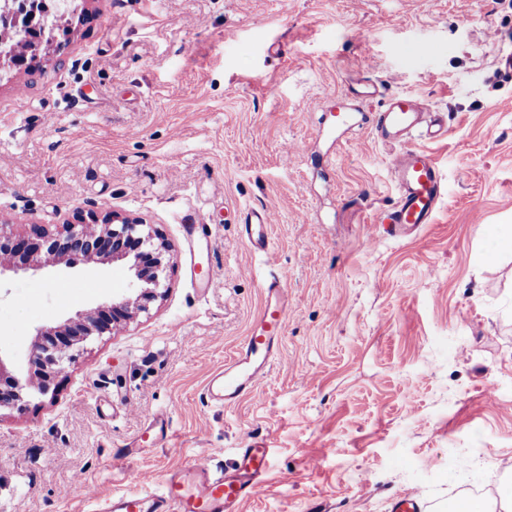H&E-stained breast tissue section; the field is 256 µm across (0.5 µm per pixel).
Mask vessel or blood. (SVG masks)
<instances>
[{"mask_svg": "<svg viewBox=\"0 0 512 512\" xmlns=\"http://www.w3.org/2000/svg\"><path fill=\"white\" fill-rule=\"evenodd\" d=\"M378 141L397 146L389 161L397 186L391 210L379 213L384 236L405 238L433 223L444 191L440 168L422 147L409 146L412 138L435 141L447 128L443 121L416 98L389 95L380 110L367 118ZM268 208H249L239 234L268 265L277 259L269 245ZM286 283L278 278L267 284L265 304L254 320L236 355L210 378L206 397L224 407L251 395L267 375L279 340L287 325ZM271 469V452L262 442L243 448L233 469L215 473L208 460L193 459L170 475L161 490L148 495L138 490L118 493L107 500L103 512H240L242 502L257 493Z\"/></svg>", "mask_w": 512, "mask_h": 512, "instance_id": "1", "label": "vessel or blood"}]
</instances>
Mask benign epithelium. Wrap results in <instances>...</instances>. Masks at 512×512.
<instances>
[{"label": "benign epithelium", "instance_id": "benign-epithelium-1", "mask_svg": "<svg viewBox=\"0 0 512 512\" xmlns=\"http://www.w3.org/2000/svg\"><path fill=\"white\" fill-rule=\"evenodd\" d=\"M170 251L171 245L150 225L114 212L87 219L77 214L74 220L53 226L31 224L24 233L0 224V276L68 264L71 256L79 255L89 262L128 261L132 284V292L112 300L107 309L38 330L25 383L12 377L0 379V409L21 401L26 387L47 394L53 379L73 359V351L88 337L110 334L112 323L127 322L136 313L148 311V304L162 296L159 288Z\"/></svg>", "mask_w": 512, "mask_h": 512}]
</instances>
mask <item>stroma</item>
<instances>
[{"label": "stroma", "mask_w": 512, "mask_h": 512, "mask_svg": "<svg viewBox=\"0 0 512 512\" xmlns=\"http://www.w3.org/2000/svg\"><path fill=\"white\" fill-rule=\"evenodd\" d=\"M88 18L30 71L0 75V222L116 212L171 245L163 296L90 336L42 396L0 410V512H96L198 457L272 466L241 512H450L512 481V0H78ZM381 94L352 97L362 80ZM413 96L444 119L434 223L373 243L396 200L392 147L329 133L337 99ZM269 207L276 266L239 237ZM206 218V243L185 225ZM288 324L254 393L204 400L264 301ZM119 263L0 276V364L38 328L128 294ZM171 433L137 448L149 416ZM93 486L86 495L85 486Z\"/></svg>", "instance_id": "stroma-1"}]
</instances>
